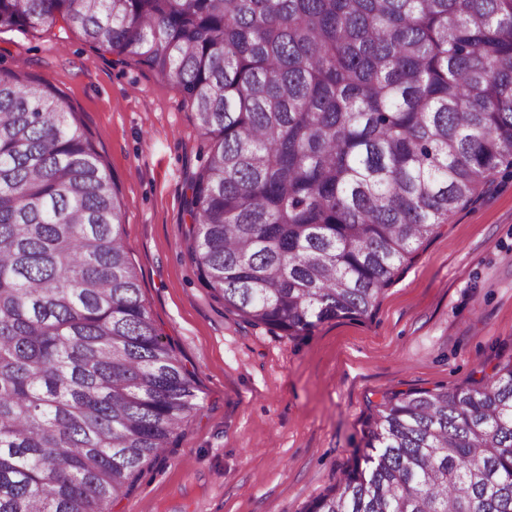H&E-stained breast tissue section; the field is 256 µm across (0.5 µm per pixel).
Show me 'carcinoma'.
I'll list each match as a JSON object with an SVG mask.
<instances>
[{
    "label": "carcinoma",
    "instance_id": "obj_1",
    "mask_svg": "<svg viewBox=\"0 0 512 512\" xmlns=\"http://www.w3.org/2000/svg\"><path fill=\"white\" fill-rule=\"evenodd\" d=\"M56 26L183 90L192 260L289 336L371 313L512 168V0H0V31ZM122 224L64 100L0 73V512H112L198 408ZM480 373L383 396L307 512H512V354Z\"/></svg>",
    "mask_w": 512,
    "mask_h": 512
}]
</instances>
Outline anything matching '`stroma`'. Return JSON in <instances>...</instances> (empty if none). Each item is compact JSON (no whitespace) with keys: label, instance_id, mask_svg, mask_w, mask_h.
<instances>
[{"label":"stroma","instance_id":"obj_1","mask_svg":"<svg viewBox=\"0 0 512 512\" xmlns=\"http://www.w3.org/2000/svg\"><path fill=\"white\" fill-rule=\"evenodd\" d=\"M21 61L115 179L141 296L199 387L175 446L113 512H304L351 465L382 393L470 384L512 343V169L449 215L370 315L288 336L225 308L189 256L185 179L208 142L181 88L74 31H1L0 71Z\"/></svg>","mask_w":512,"mask_h":512}]
</instances>
